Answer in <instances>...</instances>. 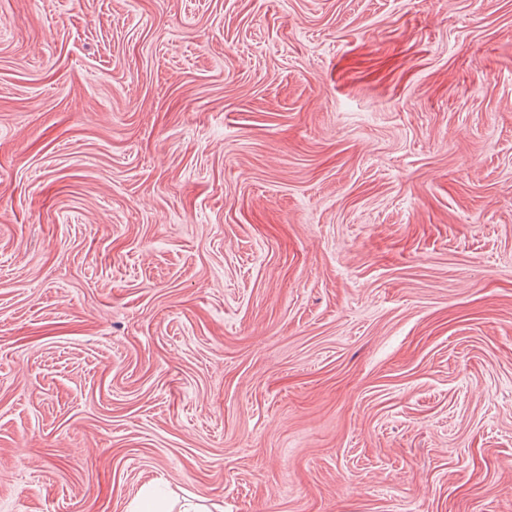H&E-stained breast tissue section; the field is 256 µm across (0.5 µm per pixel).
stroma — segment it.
<instances>
[{
  "instance_id": "1",
  "label": "stroma",
  "mask_w": 512,
  "mask_h": 512,
  "mask_svg": "<svg viewBox=\"0 0 512 512\" xmlns=\"http://www.w3.org/2000/svg\"><path fill=\"white\" fill-rule=\"evenodd\" d=\"M512 512V0H0V512Z\"/></svg>"
}]
</instances>
